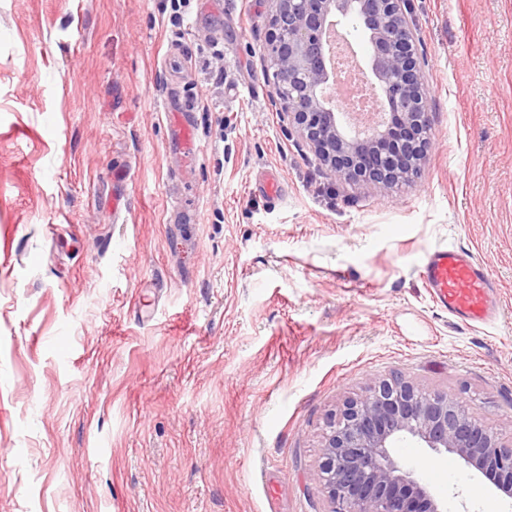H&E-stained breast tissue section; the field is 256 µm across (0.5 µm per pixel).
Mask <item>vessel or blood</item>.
Listing matches in <instances>:
<instances>
[{"mask_svg":"<svg viewBox=\"0 0 512 512\" xmlns=\"http://www.w3.org/2000/svg\"><path fill=\"white\" fill-rule=\"evenodd\" d=\"M420 276L433 302L457 322L474 325L495 319L499 307L492 276L467 253L435 249L427 254Z\"/></svg>","mask_w":512,"mask_h":512,"instance_id":"b4317fda","label":"vessel or blood"}]
</instances>
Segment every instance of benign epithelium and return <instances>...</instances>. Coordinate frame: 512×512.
<instances>
[{"label":"benign epithelium","mask_w":512,"mask_h":512,"mask_svg":"<svg viewBox=\"0 0 512 512\" xmlns=\"http://www.w3.org/2000/svg\"><path fill=\"white\" fill-rule=\"evenodd\" d=\"M265 51L291 124L333 177L386 192L420 166L429 148L426 88L420 77L408 0H270ZM357 19L368 52L358 63L386 119L367 123L336 96L337 24ZM411 437L459 457L512 487V444L445 392H426L398 375L367 384L328 421L318 469L327 512H442L428 487L393 458Z\"/></svg>","instance_id":"obj_1"}]
</instances>
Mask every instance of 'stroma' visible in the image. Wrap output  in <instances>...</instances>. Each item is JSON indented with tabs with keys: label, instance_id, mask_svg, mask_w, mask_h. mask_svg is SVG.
<instances>
[{
	"label": "stroma",
	"instance_id": "35a3bbf8",
	"mask_svg": "<svg viewBox=\"0 0 512 512\" xmlns=\"http://www.w3.org/2000/svg\"><path fill=\"white\" fill-rule=\"evenodd\" d=\"M409 5L432 145L381 193L290 130L270 0H0V512H327V421L395 374L512 443V0ZM439 246L494 323L431 300ZM393 454L443 512H512ZM420 277L432 301L457 322L486 324L499 311L493 279L487 268L467 253L437 248L428 253Z\"/></svg>",
	"mask_w": 512,
	"mask_h": 512
}]
</instances>
